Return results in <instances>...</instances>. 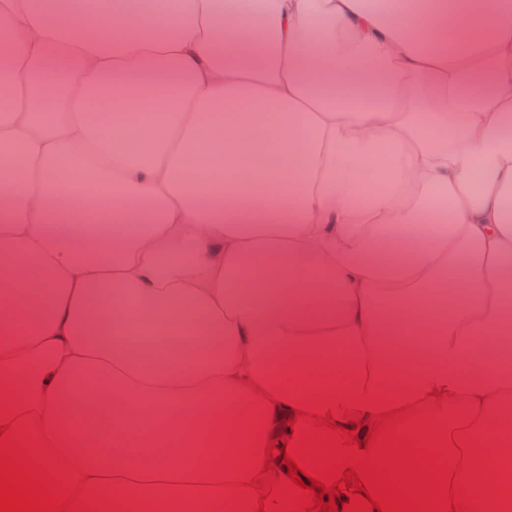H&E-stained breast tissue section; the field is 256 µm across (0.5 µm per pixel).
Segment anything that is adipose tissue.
Listing matches in <instances>:
<instances>
[{
  "label": "adipose tissue",
  "instance_id": "1",
  "mask_svg": "<svg viewBox=\"0 0 512 512\" xmlns=\"http://www.w3.org/2000/svg\"><path fill=\"white\" fill-rule=\"evenodd\" d=\"M378 2L0 0V426L91 506L262 512L318 415L394 410L512 512L478 446L512 418V0Z\"/></svg>",
  "mask_w": 512,
  "mask_h": 512
}]
</instances>
